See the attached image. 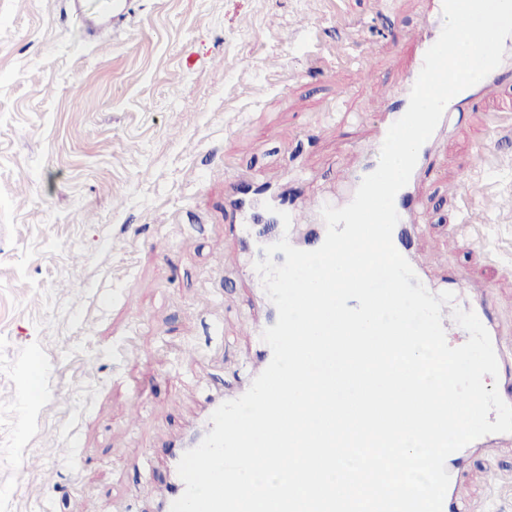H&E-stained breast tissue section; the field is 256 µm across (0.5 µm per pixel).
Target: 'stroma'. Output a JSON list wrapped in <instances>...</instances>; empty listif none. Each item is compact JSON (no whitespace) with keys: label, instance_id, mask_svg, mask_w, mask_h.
I'll use <instances>...</instances> for the list:
<instances>
[{"label":"stroma","instance_id":"obj_1","mask_svg":"<svg viewBox=\"0 0 512 512\" xmlns=\"http://www.w3.org/2000/svg\"><path fill=\"white\" fill-rule=\"evenodd\" d=\"M429 2L127 0L98 42L66 0H0V512H155L204 383L238 392L262 353L259 291L224 264L227 178L338 196L379 128L364 78L403 83ZM417 198L431 286L490 283L512 329V71ZM492 470L511 440L463 453L462 512H512Z\"/></svg>","mask_w":512,"mask_h":512}]
</instances>
